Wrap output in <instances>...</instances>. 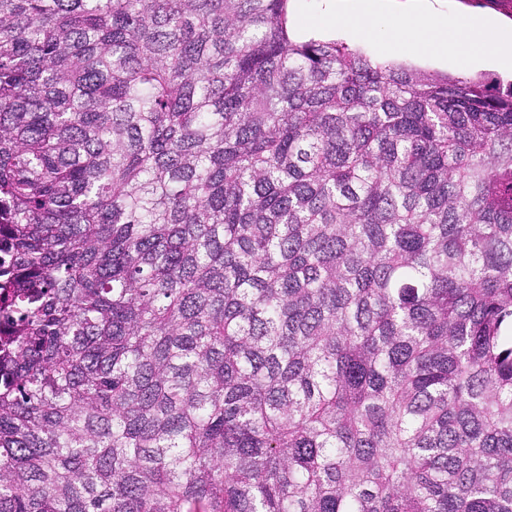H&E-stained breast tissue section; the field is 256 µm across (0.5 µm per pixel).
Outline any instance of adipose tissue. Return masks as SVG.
I'll return each instance as SVG.
<instances>
[{
  "instance_id": "1",
  "label": "adipose tissue",
  "mask_w": 512,
  "mask_h": 512,
  "mask_svg": "<svg viewBox=\"0 0 512 512\" xmlns=\"http://www.w3.org/2000/svg\"><path fill=\"white\" fill-rule=\"evenodd\" d=\"M390 24L395 33H410L409 47L415 52L425 51L433 45L459 57L467 56L475 49L489 54L498 50L497 43L483 34L485 22L466 16H452L447 23L440 24L430 15L407 13L393 16Z\"/></svg>"
}]
</instances>
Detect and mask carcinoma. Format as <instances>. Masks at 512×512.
I'll use <instances>...</instances> for the list:
<instances>
[{
    "mask_svg": "<svg viewBox=\"0 0 512 512\" xmlns=\"http://www.w3.org/2000/svg\"><path fill=\"white\" fill-rule=\"evenodd\" d=\"M291 0H0V512H512V83ZM316 26L319 30L324 32L335 31L339 26H358L362 23V19L356 14H337L328 4L323 10L317 14Z\"/></svg>",
    "mask_w": 512,
    "mask_h": 512,
    "instance_id": "obj_1",
    "label": "carcinoma"
}]
</instances>
